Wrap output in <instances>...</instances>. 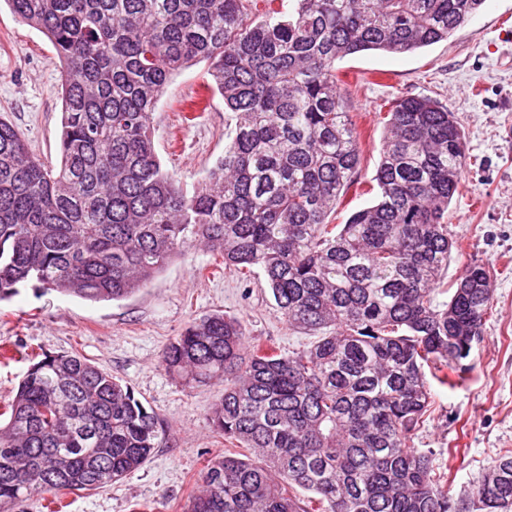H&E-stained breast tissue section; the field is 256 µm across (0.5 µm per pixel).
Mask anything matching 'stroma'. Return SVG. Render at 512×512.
I'll list each match as a JSON object with an SVG mask.
<instances>
[{"instance_id":"35a3bbf8","label":"stroma","mask_w":512,"mask_h":512,"mask_svg":"<svg viewBox=\"0 0 512 512\" xmlns=\"http://www.w3.org/2000/svg\"><path fill=\"white\" fill-rule=\"evenodd\" d=\"M512 0H487L482 12L448 39L413 53L367 51L337 61L350 93L359 134L357 182L340 198L330 223L342 224L373 198L372 177L384 128L377 113L391 99L422 95L453 112L467 143L458 195L448 209L455 243L445 276L454 283L472 262L493 273L491 309L465 360L466 381L432 384L435 404L413 445L433 450L452 496L467 495L500 453L512 450ZM207 67L176 72L152 119L156 152L185 191H193L224 154L234 121L222 97L205 91ZM60 72L53 48L0 0V116L9 120L45 163L55 164L61 123ZM221 312L240 319L251 342L288 352L305 334L277 313L261 275L243 278L217 267L201 246L172 259L133 295L90 302L26 288L0 302V411L28 363L25 354L77 351L130 384L163 424L161 448L138 470L97 491L63 495V512H183L198 491L207 461L226 443L210 420L224 384L185 385L161 364L167 344L195 318Z\"/></svg>"}]
</instances>
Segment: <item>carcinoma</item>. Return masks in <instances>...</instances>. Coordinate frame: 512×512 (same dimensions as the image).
<instances>
[{"label": "carcinoma", "mask_w": 512, "mask_h": 512, "mask_svg": "<svg viewBox=\"0 0 512 512\" xmlns=\"http://www.w3.org/2000/svg\"><path fill=\"white\" fill-rule=\"evenodd\" d=\"M7 2L53 46L62 127L47 166L0 119V301L28 285L122 300L202 243L259 270L277 313L314 337L287 354L248 347L240 322L212 313L165 347L185 384L224 381L214 431L249 451L210 460L185 512H512L511 450L455 499L432 452L411 447L434 404L426 373L464 381L491 309L484 263L444 288L467 159L455 115L391 100L375 201L329 223L361 158L336 61L446 40L486 0ZM199 62L235 128L189 194L161 167L150 120L172 75ZM27 360L0 423V512L107 487L161 447L162 423L123 380L76 352Z\"/></svg>", "instance_id": "carcinoma-1"}]
</instances>
